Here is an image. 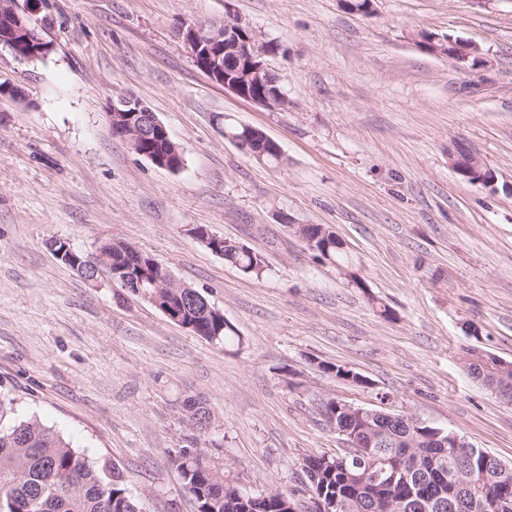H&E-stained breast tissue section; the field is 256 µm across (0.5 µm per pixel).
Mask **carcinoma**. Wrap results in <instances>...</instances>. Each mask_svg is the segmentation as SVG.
<instances>
[{"instance_id": "cac0c4a2", "label": "carcinoma", "mask_w": 512, "mask_h": 512, "mask_svg": "<svg viewBox=\"0 0 512 512\" xmlns=\"http://www.w3.org/2000/svg\"><path fill=\"white\" fill-rule=\"evenodd\" d=\"M229 139L250 140L253 148L264 150L261 160L280 163L272 146L261 143L240 124L224 125ZM194 236L211 252L242 273L261 278L265 272L263 258L240 243L218 236L205 226L192 229ZM308 233L313 244L308 249L316 260L330 264L349 277L357 288L364 283L348 272L344 243L330 226L312 225ZM108 260L101 272H89L97 281L102 275L123 283L124 269L131 258L125 243L112 242L107 248ZM142 291L157 292L164 304L181 315V327L214 344H225L235 335L224 314L217 311L195 288H177L166 284L151 266L142 270ZM323 371L354 385L365 383L357 372L337 364H321ZM469 374L488 387L504 388L499 397L512 402V369L486 355L469 364ZM390 396L380 398L383 406L378 413L361 419L344 413L339 400L322 403L321 414L335 420L334 427L348 444H365L361 454L334 457L308 456L303 459L309 497L339 498L349 503L348 512H375L373 504L396 501L397 512H438L433 505L438 500L428 496L443 491V501L451 505L446 512H485L480 503L490 497L507 503L505 512H512V471L503 477L490 472L488 452L480 448H462L467 467L459 479L450 476L456 470L455 458L442 453L443 441L451 440V432L443 431L412 416L393 423L385 408ZM183 420L198 430L200 420H214L208 403L195 397L182 400ZM4 395L0 394V512H141L137 501L128 493L122 471L115 465H95L54 432L36 420L15 421L10 418ZM414 467L411 479L390 484L385 477L362 484L354 475L379 473L383 462L404 453ZM171 462L178 470L183 484L196 502V512H287L282 500L284 493L249 494L224 474V459L209 452H200L197 438L171 452Z\"/></svg>"}]
</instances>
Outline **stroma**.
Listing matches in <instances>:
<instances>
[{
    "mask_svg": "<svg viewBox=\"0 0 512 512\" xmlns=\"http://www.w3.org/2000/svg\"><path fill=\"white\" fill-rule=\"evenodd\" d=\"M229 17L278 43L268 63L287 110L196 66L180 23ZM34 18L44 59L0 44V82L23 92L0 97V392L14 419L116 464L141 512H195L169 458L194 436L188 396L213 409L199 442L242 488L301 506L303 458L345 449L318 410L328 399L372 409L389 394L393 410L512 463V403L462 363L468 346L512 362V0H374L368 16L341 0H43ZM423 32L476 44L481 66L432 54ZM124 96L163 123L181 169L114 136L106 109ZM227 119L263 131L284 163L225 139ZM457 143L493 185L456 173ZM296 223L332 225L364 288L318 262ZM200 225L259 253L263 277L204 247ZM58 239L153 256L237 341L194 336L117 283L90 287Z\"/></svg>",
    "mask_w": 512,
    "mask_h": 512,
    "instance_id": "stroma-1",
    "label": "stroma"
}]
</instances>
